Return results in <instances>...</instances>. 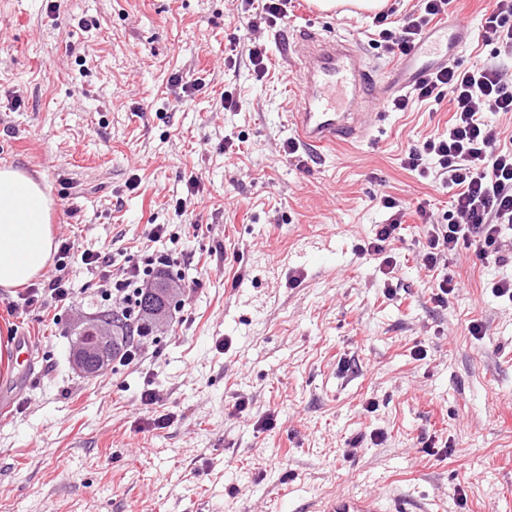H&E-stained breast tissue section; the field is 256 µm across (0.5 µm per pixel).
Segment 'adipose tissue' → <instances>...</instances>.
I'll use <instances>...</instances> for the list:
<instances>
[{
  "mask_svg": "<svg viewBox=\"0 0 512 512\" xmlns=\"http://www.w3.org/2000/svg\"><path fill=\"white\" fill-rule=\"evenodd\" d=\"M51 206L39 182L0 168V288L26 285L47 267L54 250Z\"/></svg>",
  "mask_w": 512,
  "mask_h": 512,
  "instance_id": "1",
  "label": "adipose tissue"
}]
</instances>
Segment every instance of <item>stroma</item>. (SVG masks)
<instances>
[{"instance_id":"35a3bbf8","label":"stroma","mask_w":512,"mask_h":512,"mask_svg":"<svg viewBox=\"0 0 512 512\" xmlns=\"http://www.w3.org/2000/svg\"><path fill=\"white\" fill-rule=\"evenodd\" d=\"M372 21L304 2L261 30L259 80L247 57L224 64L237 0H0V166L41 183L56 240L79 250L72 306L0 290V341L38 340L27 385L0 402V512H313L364 492L512 512V303L491 292L512 263L464 249L427 276L415 218L390 244L393 273L361 252L388 217L381 195L447 211L449 193L403 158L446 129L449 103L285 152L287 39L307 25L354 36L384 71ZM228 91L242 110H225ZM149 245L181 252L177 301L142 358L86 376L72 345L102 282L80 255L114 257L117 274ZM446 276L457 288L440 305ZM147 389L158 404L142 405ZM160 414L169 425L149 427Z\"/></svg>"}]
</instances>
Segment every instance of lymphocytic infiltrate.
<instances>
[{
	"instance_id": "f902f5d3",
	"label": "lymphocytic infiltrate",
	"mask_w": 512,
	"mask_h": 512,
	"mask_svg": "<svg viewBox=\"0 0 512 512\" xmlns=\"http://www.w3.org/2000/svg\"><path fill=\"white\" fill-rule=\"evenodd\" d=\"M452 0H419L413 12L403 19L390 20L388 13L374 18L375 44L389 57L406 55L421 39L429 26L448 14ZM477 39L492 47L495 62L467 68L445 66L428 73L409 91L394 97L388 106L392 111H406L413 101L450 102L452 116L448 130L425 137L411 147L403 160L405 169L427 175L429 163H436L437 176L443 188L452 192L451 205L441 223L433 225L423 254L424 269L434 270L444 255L459 248H474L483 261H504L512 253V148L502 146L500 132L488 122L490 112H512V76L504 72L497 60L512 57V0H492L483 15ZM389 217L377 225L366 252L390 267L394 261L386 252L408 212L426 216L425 206L409 209L400 200L385 195L380 199ZM72 245L61 242L56 260V275L43 287L26 289V303L44 299L68 305L72 291L68 286L65 260ZM86 265L98 270L105 286L100 293L104 305L113 307L126 319L132 340L118 356L128 365L139 359L153 338L155 327L142 316L140 301L147 283L165 278L178 280V259L169 250H142L136 263L111 275L113 258L85 255Z\"/></svg>"
}]
</instances>
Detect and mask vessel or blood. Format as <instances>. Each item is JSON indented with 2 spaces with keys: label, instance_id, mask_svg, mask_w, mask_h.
Masks as SVG:
<instances>
[{
  "label": "vessel or blood",
  "instance_id": "1",
  "mask_svg": "<svg viewBox=\"0 0 512 512\" xmlns=\"http://www.w3.org/2000/svg\"><path fill=\"white\" fill-rule=\"evenodd\" d=\"M473 32L470 21L457 18L431 29L403 60L390 71L384 85H377L372 67L365 61L355 40H323L304 29L288 44L283 56L292 60L300 51L309 59L298 73L295 110L289 115L298 136L307 146L348 143L365 137L359 125V110L380 109L384 99L410 87L430 67L448 63L449 45L461 44ZM317 512H423L403 498H378L342 494L320 502Z\"/></svg>",
  "mask_w": 512,
  "mask_h": 512
}]
</instances>
